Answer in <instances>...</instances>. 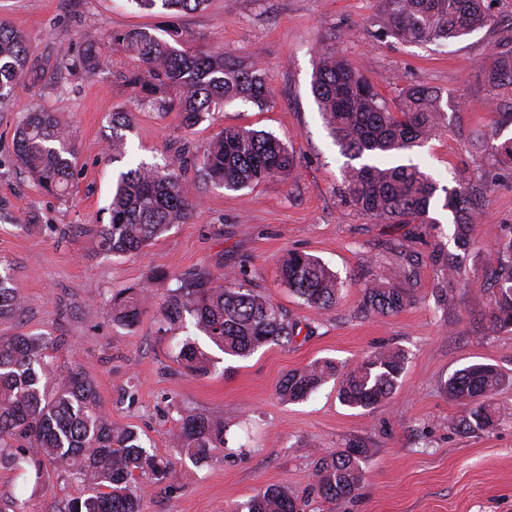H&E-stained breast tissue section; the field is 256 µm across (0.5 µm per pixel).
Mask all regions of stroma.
I'll list each match as a JSON object with an SVG mask.
<instances>
[{
    "instance_id": "obj_1",
    "label": "stroma",
    "mask_w": 512,
    "mask_h": 512,
    "mask_svg": "<svg viewBox=\"0 0 512 512\" xmlns=\"http://www.w3.org/2000/svg\"><path fill=\"white\" fill-rule=\"evenodd\" d=\"M378 11V0H209L205 10L180 16L174 23L190 46L259 64L272 88L265 108L232 102L189 128L179 112L143 104L124 82L138 66L124 49L105 48V68L88 77L69 74L62 60L84 30L101 37L141 28L158 33L172 23L167 17L141 13L128 0H0V25L26 35L31 66L25 87L0 101V269L25 298L19 314L0 318V337L55 341L59 371H82L113 426L137 430L144 446L171 460L168 482L138 481L142 512H229L270 485L288 488L304 512H512V386L489 397L498 422L481 434L454 428L462 409L444 390L454 371L473 363L512 379V331L494 329L489 320L498 241L484 232L512 225V168L472 156L464 140L476 130L512 138V119L494 110L480 70L495 43L512 37V0H494L489 26L443 42L396 41L383 33ZM322 48L335 50L387 99L412 85L440 91L447 130L402 160L446 186L478 173L496 180L478 206L483 232L445 299L435 293L427 260L453 246L452 227L443 222L413 245L423 262L412 303L386 316L357 313L365 282L396 283L399 259L386 244L407 227L372 223L340 197L345 160L311 90ZM37 106L73 131L77 167L65 198L42 190L13 160L14 130ZM120 111L133 122L125 132L127 154L116 161L111 118ZM228 125L282 139L294 151L295 170L230 192L187 165L182 186L196 208L185 223L137 253L99 250L97 229L110 219L119 172L140 162L164 166L183 149L201 155ZM291 250L338 273L344 286L334 307L314 311L282 284L279 262ZM156 270L166 280L152 281ZM228 271L315 332L245 359L220 358L203 377L186 374L176 354L187 331L167 324L162 304L178 280ZM140 287L153 299L138 323L113 322L112 298ZM378 350L406 355L392 397L379 408L343 405L333 380L302 402L278 393L288 372L316 359L349 367ZM188 411L237 413L222 452L201 462L182 453L180 418ZM355 441L368 450L361 489L345 501L322 500L313 491L318 458ZM86 489L54 476L36 490L18 471L0 467V500L26 501L28 512H60Z\"/></svg>"
}]
</instances>
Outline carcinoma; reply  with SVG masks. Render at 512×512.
I'll return each mask as SVG.
<instances>
[{"label":"carcinoma","mask_w":512,"mask_h":512,"mask_svg":"<svg viewBox=\"0 0 512 512\" xmlns=\"http://www.w3.org/2000/svg\"><path fill=\"white\" fill-rule=\"evenodd\" d=\"M136 9L160 8L174 17L200 10L207 0H128ZM492 0H380L379 23L386 33L403 42L458 39L487 26ZM112 43L134 54L141 69L125 81L140 88L141 101L161 110L180 112L191 127L206 114L232 101L262 109L271 88L267 74L254 64L236 62L222 50L208 52L185 46L181 30L170 25L160 37L146 29L111 36ZM184 44L179 49L177 45ZM28 53L19 32L0 26V100L23 86ZM65 69L92 76L103 70L106 58L91 34L63 54ZM494 109L501 108L499 91L512 89V37L497 43L491 61L482 65ZM313 94L325 125L342 156L345 201L375 222L412 224L411 237L436 229L430 207L443 198L442 208L452 216L456 251L440 250L429 256L436 267L435 287L456 279L466 252L475 241L477 197L491 185L479 178L478 186L461 183L440 186L413 163L389 165L381 159L419 147L446 126L441 94L427 86H408L390 103L378 89L333 51L322 52L316 64ZM128 112L112 113V152L124 153L123 130ZM469 152L485 155L512 167V139L495 144L485 134L468 140ZM15 162L47 193H69L76 168L71 132L52 112L33 108L20 121L15 134ZM360 164H354V161ZM185 157L177 156L160 171L137 164L119 173L109 204L110 223L98 230L99 249L122 256L141 251L174 224H183L194 204L182 192L180 178ZM198 176L228 191L259 185L294 169L295 155L275 135L231 126L218 132L195 159ZM493 269L494 306L490 321L499 330L512 331V235L498 239ZM402 257L399 283L363 286L360 313L390 315L411 301L417 284L419 259L405 250L401 240L390 243ZM283 284L303 305L319 312L336 304L341 282L336 272L316 257L288 252L281 265ZM148 301V291L136 289L113 302L112 321L136 324ZM24 299L7 274L0 273V317L19 313ZM171 324L190 322L214 347L230 357L246 358L257 350L284 345L299 335L297 323L260 292L239 283L235 273L224 274L220 284L208 274L181 281L163 303ZM55 343L42 336L0 338V466L21 471L41 483L47 467L59 475L89 482L88 491L68 500L60 512H141L135 485L146 477L157 483L170 479L172 465L143 446L139 433L117 429L102 409L93 382L77 369L56 375L51 351ZM176 361L188 373L204 376L216 359L196 340L187 338ZM405 364L400 352L375 351L343 375L340 401L353 408L373 409L394 393ZM331 359H320L293 371L280 381L279 394L289 401L310 396L336 377ZM58 380L48 389V380ZM512 380L489 364L476 363L455 371L445 382L448 398L465 407L456 427L465 433L484 431L494 424L486 398ZM222 418L188 413L181 418L180 440L196 461L211 458L224 448ZM367 449L351 445L323 456L313 471V485L328 502L356 494L363 481L362 459ZM232 512H299L288 489L271 485L238 504Z\"/></svg>","instance_id":"1"}]
</instances>
